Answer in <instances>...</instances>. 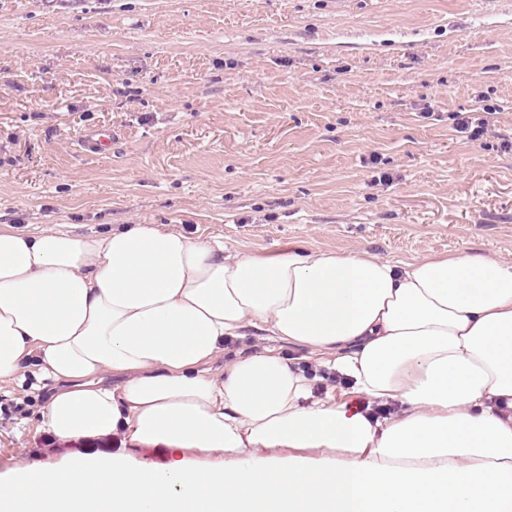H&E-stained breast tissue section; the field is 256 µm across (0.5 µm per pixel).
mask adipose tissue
<instances>
[{"label":"adipose tissue","instance_id":"adipose-tissue-1","mask_svg":"<svg viewBox=\"0 0 512 512\" xmlns=\"http://www.w3.org/2000/svg\"><path fill=\"white\" fill-rule=\"evenodd\" d=\"M261 333L310 367L265 348L213 368ZM31 366L54 384L38 416L58 443L185 457L0 474V512H512V261L494 255L2 224L0 384ZM333 373L362 403L317 392Z\"/></svg>","mask_w":512,"mask_h":512}]
</instances>
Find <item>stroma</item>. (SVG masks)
I'll return each mask as SVG.
<instances>
[{
  "mask_svg": "<svg viewBox=\"0 0 512 512\" xmlns=\"http://www.w3.org/2000/svg\"><path fill=\"white\" fill-rule=\"evenodd\" d=\"M0 223L512 260V0H0ZM34 382L0 473L83 452Z\"/></svg>",
  "mask_w": 512,
  "mask_h": 512,
  "instance_id": "35a3bbf8",
  "label": "stroma"
}]
</instances>
